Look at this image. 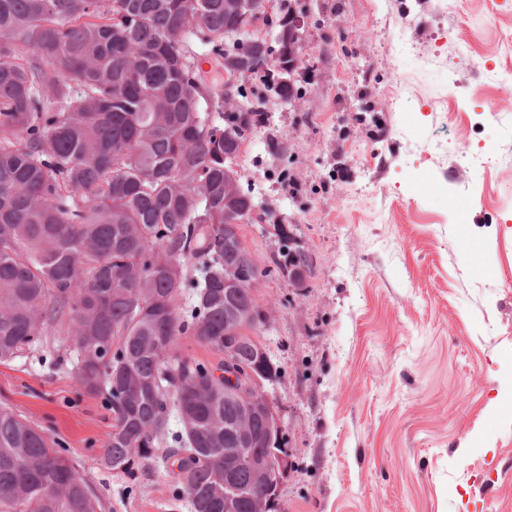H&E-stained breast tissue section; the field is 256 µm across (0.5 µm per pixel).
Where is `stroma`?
Segmentation results:
<instances>
[{
	"label": "stroma",
	"mask_w": 512,
	"mask_h": 512,
	"mask_svg": "<svg viewBox=\"0 0 512 512\" xmlns=\"http://www.w3.org/2000/svg\"><path fill=\"white\" fill-rule=\"evenodd\" d=\"M292 104L237 159L265 220L255 330L295 467L280 512H512V0H297ZM291 225L312 263L273 269ZM0 405L55 442L99 512H190L162 464L100 457L114 423L66 329L0 363Z\"/></svg>",
	"instance_id": "1"
}]
</instances>
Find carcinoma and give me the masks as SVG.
Wrapping results in <instances>:
<instances>
[{"mask_svg": "<svg viewBox=\"0 0 512 512\" xmlns=\"http://www.w3.org/2000/svg\"><path fill=\"white\" fill-rule=\"evenodd\" d=\"M253 0H0V361L67 327L83 389L115 424L101 465L134 479L150 461L172 472L191 512H224V364L195 362L179 380L176 337L224 351V267L248 260L239 221L256 202L224 152L239 155L256 128L272 75L243 112L199 84L198 58L258 74L278 52L249 35L224 47L230 11ZM191 180L186 184L179 178ZM276 267L300 285L311 260L289 246ZM234 247L224 249V237ZM200 272L193 278L188 265ZM191 296L190 308L180 297ZM258 342L238 345L249 363ZM181 429L165 444L171 415ZM256 508L263 488L231 462ZM85 479L52 440L0 409V512H97Z\"/></svg>", "mask_w": 512, "mask_h": 512, "instance_id": "1", "label": "carcinoma"}]
</instances>
